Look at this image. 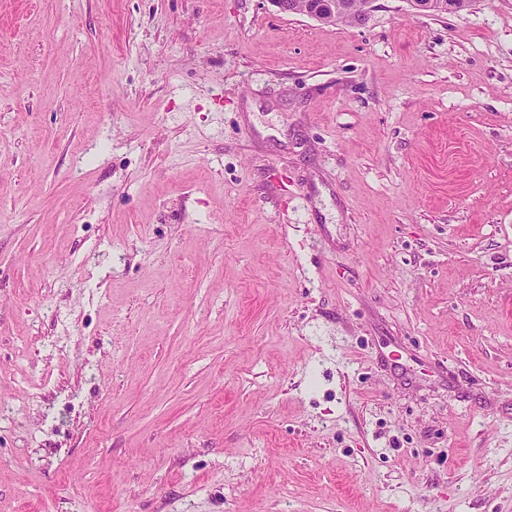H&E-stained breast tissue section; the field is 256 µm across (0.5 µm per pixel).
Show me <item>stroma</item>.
<instances>
[{
	"mask_svg": "<svg viewBox=\"0 0 512 512\" xmlns=\"http://www.w3.org/2000/svg\"><path fill=\"white\" fill-rule=\"evenodd\" d=\"M0 512H512V0H0ZM281 12L303 14L319 22L336 20V6L340 12L337 23H353L357 0H270ZM412 7L418 13L437 14L459 12L467 5V0H410Z\"/></svg>",
	"mask_w": 512,
	"mask_h": 512,
	"instance_id": "stroma-1",
	"label": "stroma"
}]
</instances>
